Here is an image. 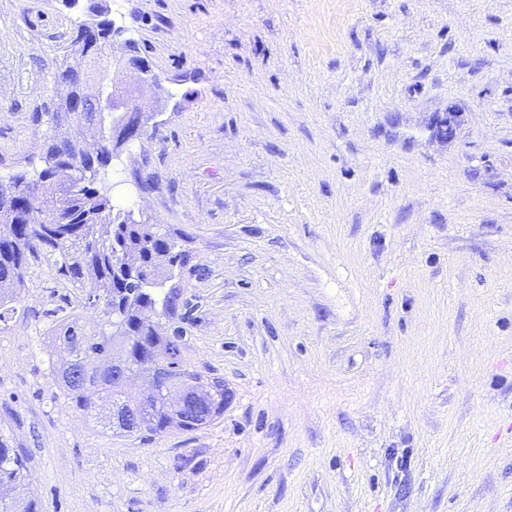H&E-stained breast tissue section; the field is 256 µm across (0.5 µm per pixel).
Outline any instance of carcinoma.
<instances>
[{"label": "carcinoma", "instance_id": "carcinoma-1", "mask_svg": "<svg viewBox=\"0 0 512 512\" xmlns=\"http://www.w3.org/2000/svg\"><path fill=\"white\" fill-rule=\"evenodd\" d=\"M103 16L101 37L87 42L82 25L73 32L72 43L98 64L112 63L113 21L107 10L92 5ZM66 73L74 93L83 89L86 72L79 61L63 59L53 75ZM59 110L37 112L33 122L45 124L38 161L0 176V216L9 233L0 234V322L17 312L27 272L38 261H47L59 279L85 292L84 305L102 307L106 327L88 331L78 319L54 320L51 343L58 352L71 351L52 365L58 388L72 408L92 415L105 430L161 435L175 427L164 411L166 389L152 402L130 398L112 377L107 360L113 352L124 353L126 367L141 371L157 361L173 369L185 367L180 353L183 330H162L145 317V311L161 308L167 318L177 316L181 297L176 271L189 261L182 237L159 224L137 220L133 211L117 209L107 192L98 188L102 175L121 156L132 140L102 130L94 113L72 116L58 122ZM129 415V423H112V403ZM26 462L0 433V512H37L32 499L20 500L25 490Z\"/></svg>", "mask_w": 512, "mask_h": 512}]
</instances>
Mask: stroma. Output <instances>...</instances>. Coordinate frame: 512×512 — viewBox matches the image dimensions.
<instances>
[{"label":"stroma","mask_w":512,"mask_h":512,"mask_svg":"<svg viewBox=\"0 0 512 512\" xmlns=\"http://www.w3.org/2000/svg\"><path fill=\"white\" fill-rule=\"evenodd\" d=\"M105 2L168 88L123 75L155 126L108 194L189 235L182 359L226 401L102 432L47 313L103 312L33 264L0 431L39 512H512V0ZM89 4L0 0V175L39 154Z\"/></svg>","instance_id":"stroma-1"}]
</instances>
